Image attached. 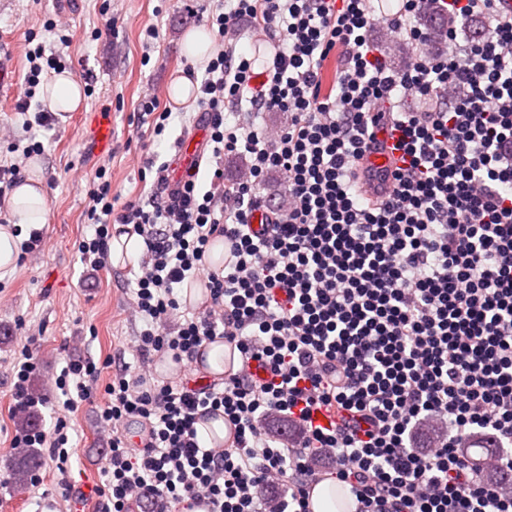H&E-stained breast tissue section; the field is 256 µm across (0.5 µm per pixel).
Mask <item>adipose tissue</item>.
<instances>
[{"mask_svg":"<svg viewBox=\"0 0 512 512\" xmlns=\"http://www.w3.org/2000/svg\"><path fill=\"white\" fill-rule=\"evenodd\" d=\"M11 220L0 225V272L13 270L23 239L19 229L46 221V198L37 175H30L14 186L9 198Z\"/></svg>","mask_w":512,"mask_h":512,"instance_id":"ef3b65f1","label":"adipose tissue"}]
</instances>
